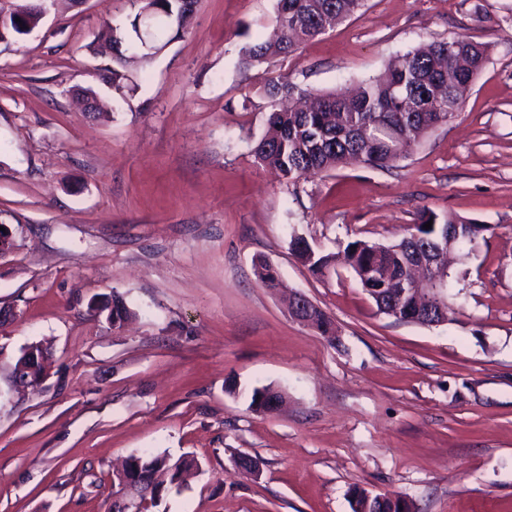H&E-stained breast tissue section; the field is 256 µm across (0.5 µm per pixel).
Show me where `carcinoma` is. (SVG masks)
Instances as JSON below:
<instances>
[{
  "label": "carcinoma",
  "mask_w": 512,
  "mask_h": 512,
  "mask_svg": "<svg viewBox=\"0 0 512 512\" xmlns=\"http://www.w3.org/2000/svg\"><path fill=\"white\" fill-rule=\"evenodd\" d=\"M366 0H276L271 38L244 48L245 63L254 66L277 56H288L304 41L361 12ZM137 11L130 29L123 30L105 22L100 37L112 46V61L118 65L131 49L143 51L148 59L161 51L168 33L179 36L191 19L183 16L180 0H134ZM152 15L151 31L141 39L138 19ZM489 55V45L463 36L435 40L392 58L386 73L363 80L352 94L298 91L306 100L302 107L290 102L275 108L267 116L266 130L255 143L253 153L263 165L279 171L287 181L310 173L335 169L346 163L375 168L392 167L421 144L438 127L462 111L461 88L471 85ZM432 222L429 229L424 228ZM486 227L448 214L439 217L423 209L413 231L391 244L364 240L348 243L343 251L348 265L362 288L382 311L380 288H393L404 280L412 265L427 257L437 244L451 252L469 256L484 240ZM298 259L315 276H323L336 265L339 255L316 252L303 238L293 240ZM255 273L266 288L275 287L278 270L265 260L255 264ZM107 319L123 322L130 310L122 295L115 292L112 301L98 306ZM311 328L320 336L337 335L334 320L314 305L308 314ZM44 355L35 344L24 347L12 365V381L21 367ZM129 466L142 472L143 485L134 509L147 510L144 503L155 502L159 490L153 476L160 470L170 474V483H180L184 472L197 466L192 458L175 462L163 455L136 456ZM353 512H400L399 502L389 498H369L353 490Z\"/></svg>",
  "instance_id": "carcinoma-1"
}]
</instances>
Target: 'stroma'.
I'll return each mask as SVG.
<instances>
[{
    "instance_id": "stroma-1",
    "label": "stroma",
    "mask_w": 512,
    "mask_h": 512,
    "mask_svg": "<svg viewBox=\"0 0 512 512\" xmlns=\"http://www.w3.org/2000/svg\"><path fill=\"white\" fill-rule=\"evenodd\" d=\"M276 0H198L187 32L130 89L102 79L104 21L131 0H57L0 43V512H109L133 455L194 457L148 512H352L350 490L412 512H512V0H367L363 15L290 56L245 65ZM491 45L463 110L397 168L353 164L295 181L252 153L269 80L340 91L424 43ZM89 88L102 106L83 111ZM489 225L453 266L452 321L378 314L349 268L317 277L294 238L326 252L392 243L421 209ZM271 262L285 286L254 274ZM336 323L329 343L290 318L285 290ZM120 293L135 317L95 308ZM50 351L34 390L11 388L23 347ZM236 392H227L229 382ZM274 386L287 405L250 407ZM248 455L259 472L239 471Z\"/></svg>"
}]
</instances>
